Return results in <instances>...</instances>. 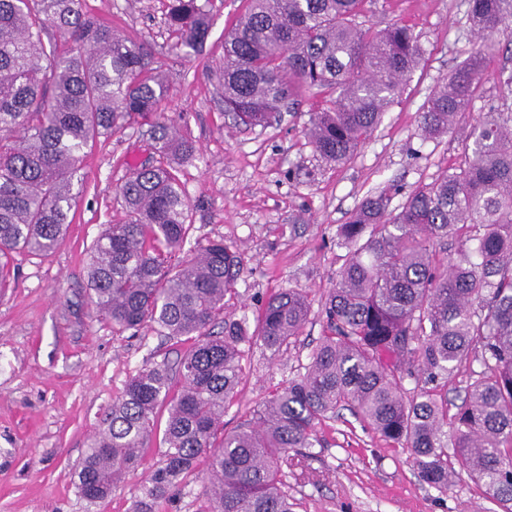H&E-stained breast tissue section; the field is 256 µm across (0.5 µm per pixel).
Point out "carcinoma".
<instances>
[{
  "instance_id": "cac0c4a2",
  "label": "carcinoma",
  "mask_w": 512,
  "mask_h": 512,
  "mask_svg": "<svg viewBox=\"0 0 512 512\" xmlns=\"http://www.w3.org/2000/svg\"><path fill=\"white\" fill-rule=\"evenodd\" d=\"M365 2L247 0L224 35V110L260 125L315 90L323 104L312 113L309 143L325 163H347L422 56L409 26L359 22ZM210 6L170 0L175 49H202ZM468 16L479 36L512 42V0H469ZM50 27L61 42L48 39ZM485 63L478 50L452 70L420 115L425 135L449 133L470 111ZM167 92L151 54L88 13L84 0H0V288L10 276L4 258L57 247L81 193L89 143L154 115ZM150 133L156 158L116 188L126 221L90 247V305L114 331L149 324L192 344L177 392L168 366L155 364L112 399L80 465V495L103 501L138 467L164 405L162 462L135 512H165L173 488L203 458L197 512H295L284 490L288 450L309 456L319 444L316 426L347 409L406 449L429 487L445 493L467 477L500 512H512V111L488 113L462 162L409 192L398 214L389 213L387 190L360 203L337 232L348 257L321 305L324 335L305 372L227 432L224 411L243 379L244 347L287 350L310 301L297 288L277 292L252 329L225 314L245 269L239 250L210 241L171 268L193 229L178 172L196 144L165 123ZM219 321L224 331L210 333ZM467 362L482 370L450 416L448 396L432 383ZM421 376L429 387L408 394L406 382Z\"/></svg>"
}]
</instances>
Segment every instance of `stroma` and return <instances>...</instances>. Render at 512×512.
Instances as JSON below:
<instances>
[{"label": "stroma", "mask_w": 512, "mask_h": 512, "mask_svg": "<svg viewBox=\"0 0 512 512\" xmlns=\"http://www.w3.org/2000/svg\"><path fill=\"white\" fill-rule=\"evenodd\" d=\"M169 0H85V9L144 43L164 64L169 95L157 117L196 144L179 177L190 203L192 241L224 240L246 269L236 284L234 317L254 320L265 299L283 288L306 291L311 312L287 353L263 346L246 352L244 377L224 414L225 430L251 418L266 394L294 378L323 334L321 302L347 251L341 224L369 194L392 185L399 212L407 194L463 158L484 113L501 109L502 81L512 75V45L492 38L483 92L455 129L424 138L420 114L478 42L468 0H367L364 24L409 25L423 60L381 124L340 166L316 156L306 136L318 99L303 93L279 122L245 129L224 110L217 79L224 32L245 0H213L201 53L173 50ZM150 127L129 125L97 139L80 176L83 192L62 241L49 255L17 254V272L0 289V512H129L151 472L158 447L92 504L77 489V466L112 399L150 362L175 361L178 348L151 329L119 333L95 320L86 278L87 250L105 225L124 220L115 189L151 155ZM319 447L290 457L285 477L295 512H499L468 479L445 493L420 481L406 451L384 440L350 411L319 423Z\"/></svg>", "instance_id": "35a3bbf8"}]
</instances>
